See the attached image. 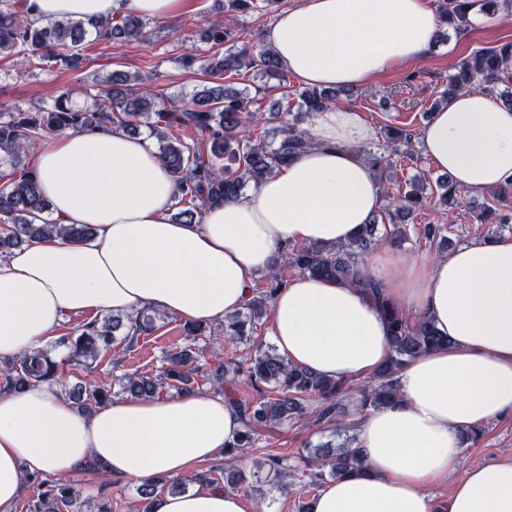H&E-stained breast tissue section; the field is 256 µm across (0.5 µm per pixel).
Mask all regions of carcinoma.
I'll return each instance as SVG.
<instances>
[{
    "label": "carcinoma",
    "mask_w": 512,
    "mask_h": 512,
    "mask_svg": "<svg viewBox=\"0 0 512 512\" xmlns=\"http://www.w3.org/2000/svg\"><path fill=\"white\" fill-rule=\"evenodd\" d=\"M279 3L280 0H261L259 4L255 0H228V7L242 12L260 8L272 11ZM19 4L21 8L14 11L0 10V52L14 51L22 57L31 53L61 68L75 66V55L70 50L85 38L89 25L99 37L109 40L139 39L147 26V19L137 15L90 24L72 19L41 23L29 17L24 0H19ZM473 5L474 0H444L440 22L461 31L467 26L469 8ZM255 66L261 67L267 75L284 77L283 68L269 49L256 56L245 49L227 53L211 62L202 76L214 79ZM454 70L442 98L464 89L478 88L512 101V42L477 49L460 60ZM91 99V105L77 106L72 104L69 94L61 93L50 109L0 112V152L3 162L11 167L10 172L0 173V256L52 232L72 245H82L93 236L89 225L62 226L42 217L48 209L47 200L39 191L34 171L22 166L21 159L32 145L48 135L69 129L114 125L137 134L141 123L148 124L160 142L159 158L175 178L178 203L185 205L176 213L175 220L191 224L197 221L204 206L239 196L248 183L257 185L274 176L295 154L308 148L311 140L299 123L304 117L335 103L338 92L317 87L300 90L295 118L280 121L281 138L276 146L254 140L247 134L249 125L261 121V117L251 110L253 100L245 90L224 84L203 89L187 101L174 103L148 89L133 87L128 75L115 72ZM178 126L196 128L204 134V145L189 144L172 136L170 131ZM222 159L226 163H220ZM423 192V186L409 183V191L397 198L395 210L387 211L390 223H395L397 218L405 221L422 201ZM461 192L462 189L446 176L436 182V194L444 201L455 200ZM379 233L378 219L374 218L362 225L359 234L347 243L288 247L281 266L265 274V279L275 286L251 296L244 312L225 318L224 336L237 341L246 336V330H254L267 314L274 293L283 286L279 279L283 268L362 286L370 290L389 318L392 336L390 354L377 373V381L362 390L361 406L380 409L397 402L400 398L397 375L403 365L429 350L448 345V337L441 335L428 318L409 322L386 302L379 285L364 277L361 262L376 249ZM121 330L131 339L152 333L155 330L152 310L142 309L134 314L86 322L76 334L64 338L63 343L72 360L84 362L110 350L116 333ZM204 331L205 326L199 323H185L183 333L189 345L166 355V367L155 377L135 373L122 376L119 384L124 392L133 397H152L168 381L178 383L182 391L192 390L193 370L188 365L195 356L191 344L204 335ZM58 367L48 351L39 349L1 362L0 377L4 390L20 393L37 384L61 380ZM239 379L260 392L269 391L270 396L256 404L227 397L239 409L243 421V432L235 445L224 449V456L231 460L254 446L256 430L263 423L284 425L307 418L316 425L331 426L336 436L344 431L346 407L342 401L344 383L341 381L290 365L274 348L261 344L249 356L218 366L215 382L231 385ZM68 397L78 411L89 414L111 401V391L80 380L72 385ZM355 441L356 438L348 437L338 445L329 441L315 445L314 453L306 460L307 477L313 481L322 479L321 466L330 468L336 477L352 469L365 468L364 456L354 445ZM240 480L239 475L224 468L222 463L173 482L165 477L153 478L138 487L141 512H151L152 500L160 485L169 483L179 492L190 483L232 490ZM32 484L33 495L25 504V512H72L77 503L72 488L49 477H35Z\"/></svg>",
    "instance_id": "obj_1"
}]
</instances>
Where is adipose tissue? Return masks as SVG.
<instances>
[{
  "mask_svg": "<svg viewBox=\"0 0 512 512\" xmlns=\"http://www.w3.org/2000/svg\"><path fill=\"white\" fill-rule=\"evenodd\" d=\"M41 21H165L183 0H27ZM440 18L426 0H300L263 34L284 70L319 88L359 87L429 54ZM375 131L358 109L315 113L311 146L248 193L171 221L176 183L143 138L115 128L53 135L34 158L55 223L90 224L74 246L49 234L0 259V358L42 348L70 316L153 308L191 322L242 309L252 278L287 244L352 240L385 197L362 148ZM423 154L464 190L512 180V107L490 94L449 97L420 132ZM391 306L432 319L449 344L407 362L401 400L360 421L368 463L325 484L310 512H512V462L468 469L446 498L430 495L459 464L463 435L512 416V238L476 241L430 261L383 247L362 265ZM272 335L292 365L348 382L387 359L391 330L370 291L301 275L271 303ZM239 414L211 394L117 399L85 416L58 384L0 393V512L26 479L65 478L93 459L113 476L185 478L232 446ZM152 512H245L241 494L200 486L155 497Z\"/></svg>",
  "mask_w": 512,
  "mask_h": 512,
  "instance_id": "obj_1",
  "label": "adipose tissue"
}]
</instances>
